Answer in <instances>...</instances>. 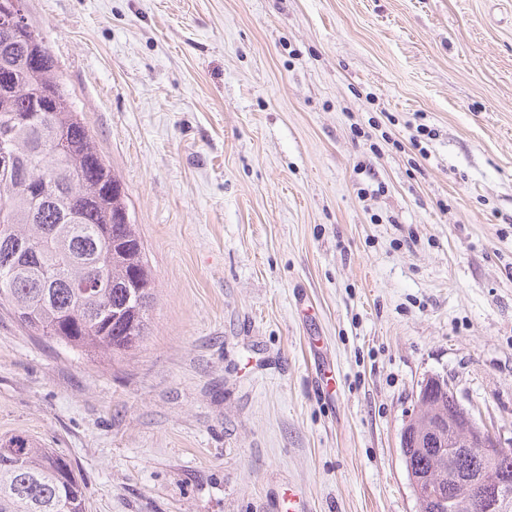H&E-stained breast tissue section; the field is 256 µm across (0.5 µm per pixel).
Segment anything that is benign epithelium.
<instances>
[{
  "mask_svg": "<svg viewBox=\"0 0 512 512\" xmlns=\"http://www.w3.org/2000/svg\"><path fill=\"white\" fill-rule=\"evenodd\" d=\"M439 385L434 377L420 385L416 408L400 432V447L406 449L403 458L411 463L409 448H432L438 461L468 458L472 464L454 471L449 483L453 490L448 493V512L467 507L475 493L484 512H512V468L505 466L512 448L504 446L495 431L479 425L459 399L448 407L432 401L430 391ZM491 464L500 466L495 479L487 477ZM408 473L416 500L432 492L439 482L430 471L422 473L410 466Z\"/></svg>",
  "mask_w": 512,
  "mask_h": 512,
  "instance_id": "benign-epithelium-1",
  "label": "benign epithelium"
}]
</instances>
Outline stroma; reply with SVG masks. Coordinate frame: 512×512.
<instances>
[{"label": "stroma", "instance_id": "1", "mask_svg": "<svg viewBox=\"0 0 512 512\" xmlns=\"http://www.w3.org/2000/svg\"><path fill=\"white\" fill-rule=\"evenodd\" d=\"M144 241L134 352L0 310V435L88 512H415L428 377L512 441V0H25Z\"/></svg>", "mask_w": 512, "mask_h": 512}]
</instances>
